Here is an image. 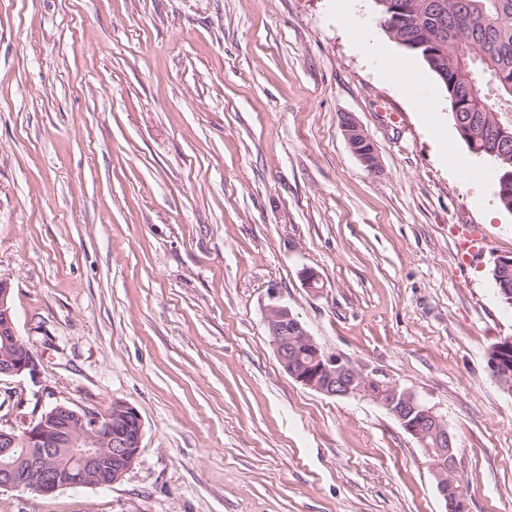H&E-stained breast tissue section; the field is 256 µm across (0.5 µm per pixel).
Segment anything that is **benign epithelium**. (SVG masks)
I'll return each mask as SVG.
<instances>
[{"instance_id":"1","label":"benign epithelium","mask_w":512,"mask_h":512,"mask_svg":"<svg viewBox=\"0 0 512 512\" xmlns=\"http://www.w3.org/2000/svg\"><path fill=\"white\" fill-rule=\"evenodd\" d=\"M349 144L369 169H378L372 144L353 117L343 120ZM10 278L0 277V376L33 374L32 349L18 336L10 305ZM265 325L283 370L296 383L330 397L369 398L391 414L422 448L436 488L450 512H469L468 492L458 477L457 449L445 419L407 389L367 374L350 360L325 353L288 306L272 303ZM494 381L512 380V336L489 358ZM143 423L122 401L101 417L57 404L26 425H0V489L49 495L60 489L106 487L133 469Z\"/></svg>"}]
</instances>
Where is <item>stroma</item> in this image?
<instances>
[{
	"label": "stroma",
	"mask_w": 512,
	"mask_h": 512,
	"mask_svg": "<svg viewBox=\"0 0 512 512\" xmlns=\"http://www.w3.org/2000/svg\"><path fill=\"white\" fill-rule=\"evenodd\" d=\"M351 17L419 72L470 156L371 0H0V276L38 360L0 377V422L122 401L143 423L119 483L0 489V512H446L381 405L283 371L274 300L326 353L435 408L470 512H512V395L487 364L512 336L492 278L512 213L490 162L470 156L482 207L433 154ZM473 226L488 245L462 266ZM342 126L344 128L349 144L358 159L369 170L374 171L378 169L379 163L378 158L374 152V148L361 129L358 121L354 117L348 116L344 118ZM363 146H366V148L361 149Z\"/></svg>",
	"instance_id": "stroma-1"
}]
</instances>
